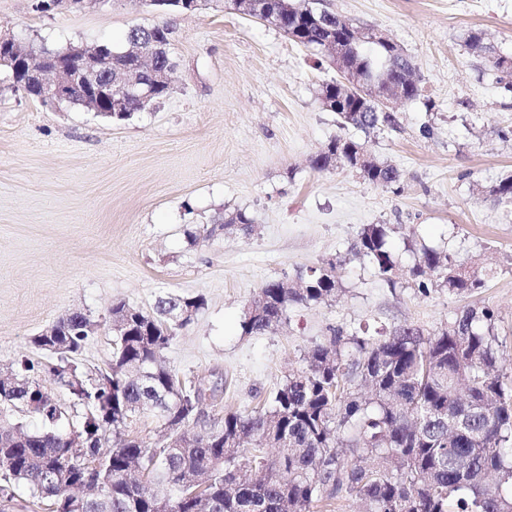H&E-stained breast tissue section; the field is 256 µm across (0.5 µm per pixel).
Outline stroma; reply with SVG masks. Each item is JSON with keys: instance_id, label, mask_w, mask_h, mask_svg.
Segmentation results:
<instances>
[{"instance_id": "stroma-1", "label": "stroma", "mask_w": 512, "mask_h": 512, "mask_svg": "<svg viewBox=\"0 0 512 512\" xmlns=\"http://www.w3.org/2000/svg\"><path fill=\"white\" fill-rule=\"evenodd\" d=\"M319 2L387 32L413 59L422 94L395 107V128L339 129L318 97L337 70L315 67L303 46L224 0L170 16L172 88L123 122L43 105L0 71V369L36 362L35 380L71 427L85 409L44 371L50 354L31 338L81 310L94 328L76 363L96 378L112 356L107 320L117 301L149 311L165 295L204 298L163 357L211 390V424L267 404L305 352L337 330L412 324L429 333L463 308L488 306L512 364V204L487 195L512 174V98L466 43L480 33L512 59V0ZM158 21L145 0H88L48 16L32 0H0V30L36 49H121L129 29ZM342 132L396 167L399 184L349 168L314 171L310 157ZM236 210L251 219L250 233L206 235ZM369 224L392 225L388 246L401 265L424 244L494 276L467 296L389 287L351 251ZM328 262L335 300L293 306L277 329L243 334V311L265 282Z\"/></svg>"}]
</instances>
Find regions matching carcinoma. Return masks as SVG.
Instances as JSON below:
<instances>
[{"label": "carcinoma", "mask_w": 512, "mask_h": 512, "mask_svg": "<svg viewBox=\"0 0 512 512\" xmlns=\"http://www.w3.org/2000/svg\"><path fill=\"white\" fill-rule=\"evenodd\" d=\"M261 14L295 43L332 61L324 43L344 37L353 43L346 64L362 75H385L379 91L395 85L406 101L419 97L415 65L391 54L366 32L327 9L290 0H262ZM169 24L134 27L126 41L170 40ZM488 62L512 93V70L505 60ZM323 107L339 127L365 133L393 128L395 116L380 110L368 90L344 97L340 81L321 85ZM318 172L348 167L374 184L399 182L396 168L378 160L365 144L345 135L331 139L312 159ZM498 200H512V175L490 187ZM215 223L229 232L252 228L242 212ZM391 227L370 224L360 233L355 255L395 286L407 276L422 293L445 287L462 295L484 287L485 275L469 271L444 249L422 247L403 271L388 248ZM336 266H311L290 284L272 280L259 288L243 314L242 333L265 332L285 319L292 304L325 303L336 298ZM203 298L166 296L145 313L123 301L112 304V358L94 381L77 371L91 321L81 311L70 318L71 335L32 337L50 341V371L86 408L78 430L63 427V415L39 383L15 371L14 386L0 396V407L21 404L40 417L38 431L0 421V512L13 499L10 484L26 487L48 506L67 512L71 496L89 491L86 512H311L318 502L348 498L364 512H512V386L504 382L496 315L489 307H467L438 331L426 335L413 325L388 335L346 338L334 334L309 349L306 366L288 373L267 405L224 414L222 427L197 431L207 399L199 385L177 382L160 361L176 331L197 313ZM153 412L170 441L149 446L126 437L136 418ZM122 440L108 447L110 437ZM66 475L49 484L45 472Z\"/></svg>", "instance_id": "cac0c4a2"}]
</instances>
